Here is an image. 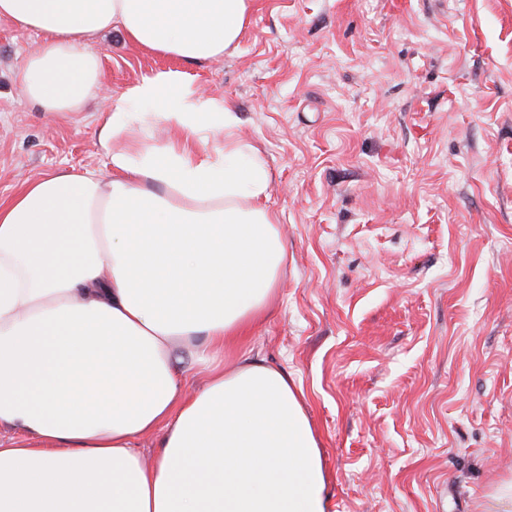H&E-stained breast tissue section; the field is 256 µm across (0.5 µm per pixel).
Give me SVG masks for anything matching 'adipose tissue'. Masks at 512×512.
<instances>
[{
    "label": "adipose tissue",
    "mask_w": 512,
    "mask_h": 512,
    "mask_svg": "<svg viewBox=\"0 0 512 512\" xmlns=\"http://www.w3.org/2000/svg\"><path fill=\"white\" fill-rule=\"evenodd\" d=\"M253 2L0 0L46 35L17 87L51 118L102 100L106 158L0 202V512L330 510L302 390L261 361L212 364L288 257L264 162L182 73L101 93V40L200 65L237 46ZM156 126L171 138L138 137Z\"/></svg>",
    "instance_id": "ef3b65f1"
}]
</instances>
